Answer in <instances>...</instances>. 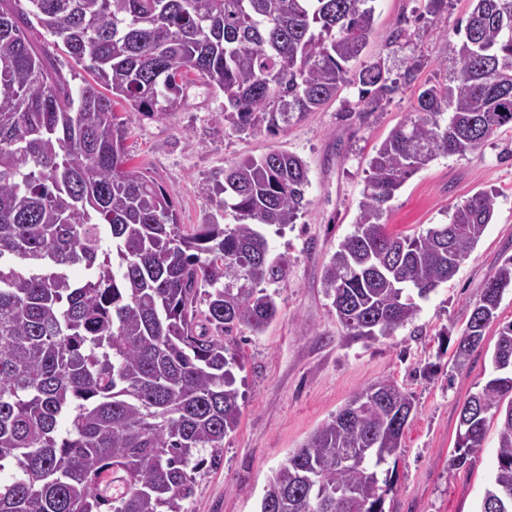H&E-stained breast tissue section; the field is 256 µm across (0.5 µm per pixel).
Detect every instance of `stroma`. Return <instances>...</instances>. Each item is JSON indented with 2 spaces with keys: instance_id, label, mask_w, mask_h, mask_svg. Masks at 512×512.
<instances>
[{
  "instance_id": "35a3bbf8",
  "label": "stroma",
  "mask_w": 512,
  "mask_h": 512,
  "mask_svg": "<svg viewBox=\"0 0 512 512\" xmlns=\"http://www.w3.org/2000/svg\"><path fill=\"white\" fill-rule=\"evenodd\" d=\"M425 4L373 0V31L351 71L377 61L394 79L407 63H416L417 71L412 83L382 101L366 120L339 119L341 100L358 99L357 88L347 85L338 101L277 133L237 132L224 121L223 94L200 81L187 89L176 111L132 119L126 141L131 164L156 176L171 193L183 224L232 223L217 198L201 187L223 181L233 161L288 151L309 169L307 206L297 222L262 229L270 257L288 265L285 279L266 286L278 314L263 333L244 329L225 341L243 364L235 372L240 423L224 438L221 465L196 473L187 512H258L269 477L288 453L379 380L393 381L414 401L397 459L386 464L393 488L385 512H477L496 464V424H489L469 464L458 469L452 459L459 410L492 372L496 328L487 329L482 349L464 368L455 366L453 354L486 279L512 257V158L504 156L512 151V131L475 153L436 158L397 193L386 222L390 230L410 236L448 223L454 205L475 192L497 193L492 223L455 275L420 301L411 323L390 337L351 340L323 283L326 264L354 230L376 147L411 112L422 85L456 83L454 30L472 2L446 0L434 15ZM401 19L411 39L397 47L390 37ZM28 37L72 86L87 78L61 39L39 25L29 29Z\"/></svg>"
}]
</instances>
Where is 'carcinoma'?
<instances>
[{
    "label": "carcinoma",
    "instance_id": "cac0c4a2",
    "mask_svg": "<svg viewBox=\"0 0 512 512\" xmlns=\"http://www.w3.org/2000/svg\"><path fill=\"white\" fill-rule=\"evenodd\" d=\"M0 0V512H185L193 473L221 462L240 422L224 338L265 331L278 307L262 284L288 265L268 257L262 225L293 224L308 168L273 151L224 168L207 185L235 223H179L170 192L130 166L135 112L178 109L197 74L224 94L238 132H274L358 86L340 116L364 117L399 91L378 62L348 77L368 44L369 0ZM455 63L457 86L423 88L369 159L353 232L323 283L352 338L389 337L416 299L448 281L490 224L497 194L478 191L450 222L394 234L382 219L396 192L441 155L465 156L512 129V0H473ZM38 24L93 74L72 88L28 39ZM131 107L115 112L118 102ZM448 120H443V115ZM92 271L83 283L68 270ZM512 290V257L487 279L457 340L462 368ZM492 373L459 412L452 465L499 425L493 477L477 512L512 495V322L498 329ZM386 402L350 422L336 415L269 479L259 512H384L379 467L401 448L411 395L391 381ZM210 450V456L202 452ZM367 450L360 468L339 454Z\"/></svg>",
    "mask_w": 512,
    "mask_h": 512
}]
</instances>
